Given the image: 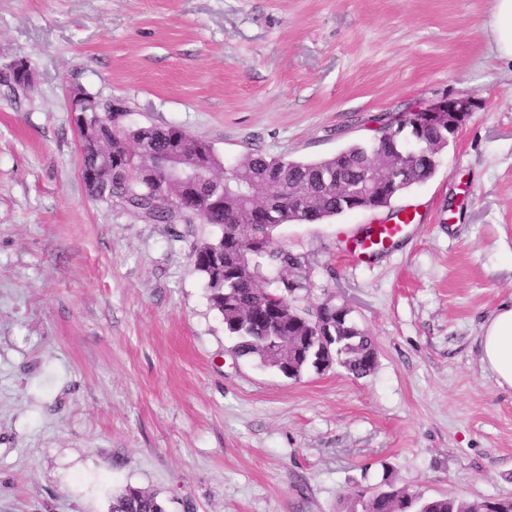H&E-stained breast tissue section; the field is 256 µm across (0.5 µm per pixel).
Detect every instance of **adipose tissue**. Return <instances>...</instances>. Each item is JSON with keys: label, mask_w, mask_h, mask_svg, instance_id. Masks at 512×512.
<instances>
[{"label": "adipose tissue", "mask_w": 512, "mask_h": 512, "mask_svg": "<svg viewBox=\"0 0 512 512\" xmlns=\"http://www.w3.org/2000/svg\"><path fill=\"white\" fill-rule=\"evenodd\" d=\"M481 362L499 386L512 389V304L501 305L483 324Z\"/></svg>", "instance_id": "obj_1"}]
</instances>
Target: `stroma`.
<instances>
[{"instance_id": "35a3bbf8", "label": "stroma", "mask_w": 512, "mask_h": 512, "mask_svg": "<svg viewBox=\"0 0 512 512\" xmlns=\"http://www.w3.org/2000/svg\"><path fill=\"white\" fill-rule=\"evenodd\" d=\"M493 0H0V512H348L390 475L425 496L512 497V389L480 361L512 300V63ZM177 125L232 166L318 161L444 100L472 108L435 175L390 208L287 223L313 299L345 305L377 365L288 379L234 352L191 260L212 224L92 197L71 90ZM419 223L357 259L390 211ZM110 512H165L159 493L126 487L112 496Z\"/></svg>"}]
</instances>
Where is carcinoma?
<instances>
[{
  "label": "carcinoma",
  "mask_w": 512,
  "mask_h": 512,
  "mask_svg": "<svg viewBox=\"0 0 512 512\" xmlns=\"http://www.w3.org/2000/svg\"><path fill=\"white\" fill-rule=\"evenodd\" d=\"M101 150L112 154V173L104 176L109 201L156 224H185L143 195L142 185L128 178L135 160L144 166L171 150L181 152L184 162L205 166L211 181L224 187V206L203 211L206 224L221 228V236L200 242L192 262L204 279L208 300L235 339V353L252 357L268 369L297 379L308 368L326 369L337 364L355 377L370 375L377 364L374 339L358 329L349 310L327 297L309 300L297 256L279 245L274 229L288 222H318L341 214L339 192L359 187V172L376 175L403 164L402 189L430 179L439 156L454 140L450 129L421 130L400 123L384 128L372 142L350 144L331 157L297 161L256 152L244 153L229 169L206 143L179 126L145 130L123 126L114 134L92 130ZM281 271L277 287L258 284L259 269ZM339 337L333 357L315 352L298 357L296 347L315 335L317 322ZM381 488L358 490L355 504L361 512H487L491 499L466 500L455 496L425 497L394 487L385 476ZM109 512H165L159 493L127 487L112 495Z\"/></svg>",
  "instance_id": "cac0c4a2"
}]
</instances>
